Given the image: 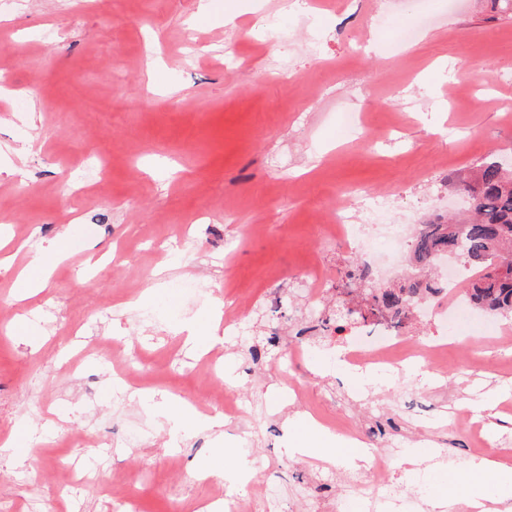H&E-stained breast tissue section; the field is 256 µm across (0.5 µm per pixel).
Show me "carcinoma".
<instances>
[{"label":"carcinoma","instance_id":"1","mask_svg":"<svg viewBox=\"0 0 512 512\" xmlns=\"http://www.w3.org/2000/svg\"><path fill=\"white\" fill-rule=\"evenodd\" d=\"M471 200L473 220L444 224L431 220L411 241L414 259L430 265L441 252L460 258L473 269L467 288L470 303L503 316L512 314V171L492 157L475 169L473 178L462 181ZM419 282L404 278L394 288L376 290L369 311L389 314L398 321L406 297L416 292Z\"/></svg>","mask_w":512,"mask_h":512}]
</instances>
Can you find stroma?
Masks as SVG:
<instances>
[{"instance_id":"1","label":"stroma","mask_w":512,"mask_h":512,"mask_svg":"<svg viewBox=\"0 0 512 512\" xmlns=\"http://www.w3.org/2000/svg\"><path fill=\"white\" fill-rule=\"evenodd\" d=\"M307 36L288 0H21L0 8V147L37 137L26 176L0 173V444L25 434V465L0 452V512H116L121 481L142 512H196L245 454L268 495L260 512H366L338 461L286 455L288 418L355 428L380 448L401 512H430L467 470L471 447L512 457V350L500 315L462 318L438 364L350 385L324 326L349 248L323 238L338 192L394 191L383 223L465 215L461 177L512 157V0H314ZM291 33L281 50L270 26ZM347 112L365 129L348 133ZM110 179L73 185L90 155ZM192 225L185 249L172 247ZM72 227L69 258L37 294L14 282L45 241ZM316 268L324 290L301 289ZM244 305L248 331L225 337L212 381L189 328L216 305ZM114 340L147 368L137 390L83 354ZM236 392L245 416L173 431L165 403ZM478 430L453 424L491 391ZM421 463L410 470L409 453ZM212 463L204 476L200 465ZM79 471L95 481L76 483Z\"/></svg>"}]
</instances>
